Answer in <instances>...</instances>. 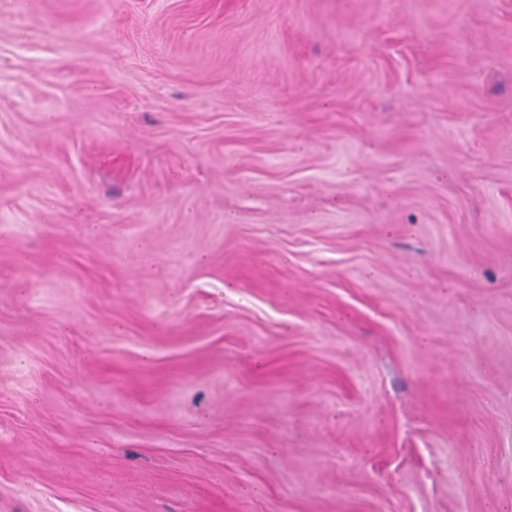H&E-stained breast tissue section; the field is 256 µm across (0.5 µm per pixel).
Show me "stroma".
<instances>
[{"label": "stroma", "mask_w": 512, "mask_h": 512, "mask_svg": "<svg viewBox=\"0 0 512 512\" xmlns=\"http://www.w3.org/2000/svg\"><path fill=\"white\" fill-rule=\"evenodd\" d=\"M0 512H512V0H0Z\"/></svg>", "instance_id": "obj_1"}]
</instances>
